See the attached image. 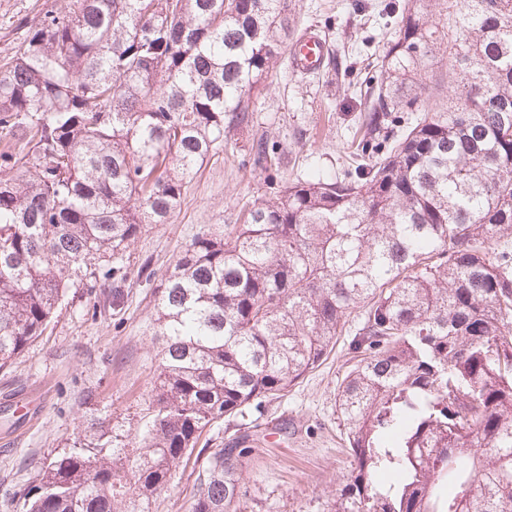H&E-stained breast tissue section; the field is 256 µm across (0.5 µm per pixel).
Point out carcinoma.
Segmentation results:
<instances>
[{
	"instance_id": "carcinoma-1",
	"label": "carcinoma",
	"mask_w": 512,
	"mask_h": 512,
	"mask_svg": "<svg viewBox=\"0 0 512 512\" xmlns=\"http://www.w3.org/2000/svg\"><path fill=\"white\" fill-rule=\"evenodd\" d=\"M291 0H68L0 65V368L83 281L120 306L130 249L253 127ZM350 169L255 200L155 289L137 446L121 426L42 468L25 512H149L202 461L190 512H240L251 421L352 314L336 512H512V0H404ZM420 112L403 128L395 113ZM267 167V138L251 145ZM241 432L199 445L224 419Z\"/></svg>"
}]
</instances>
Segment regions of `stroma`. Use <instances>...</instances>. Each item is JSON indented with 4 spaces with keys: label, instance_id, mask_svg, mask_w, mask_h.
Here are the masks:
<instances>
[{
    "label": "stroma",
    "instance_id": "35a3bbf8",
    "mask_svg": "<svg viewBox=\"0 0 512 512\" xmlns=\"http://www.w3.org/2000/svg\"><path fill=\"white\" fill-rule=\"evenodd\" d=\"M402 0H296L291 38L309 28L330 43L342 69L304 75L281 62L272 88L253 104L254 128L225 144L189 184L171 224L150 226L131 248L129 288L112 311L99 285L79 288L44 332L0 369V512H22L46 461L100 424L138 425L151 406L159 344L149 324L154 280L192 240L237 224L256 199L278 195L315 170L332 176L347 167L357 118L364 107L351 81L375 64L391 31V5ZM66 0H0V62L13 57L24 22L64 11ZM266 134L278 167L252 165L254 135ZM350 319L334 352L317 369L258 414L259 438L243 473L241 512H334L350 479L351 458L336 409L348 369ZM197 465L177 467L150 512H188L197 491Z\"/></svg>",
    "mask_w": 512,
    "mask_h": 512
}]
</instances>
